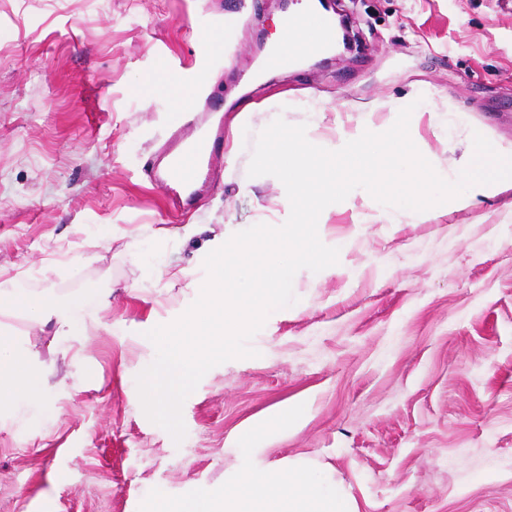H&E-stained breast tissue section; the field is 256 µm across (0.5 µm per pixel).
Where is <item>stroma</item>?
Here are the masks:
<instances>
[{
    "label": "stroma",
    "instance_id": "1",
    "mask_svg": "<svg viewBox=\"0 0 512 512\" xmlns=\"http://www.w3.org/2000/svg\"><path fill=\"white\" fill-rule=\"evenodd\" d=\"M305 2L0 0V289L100 313L67 336L0 324L51 372L38 407L0 408V512H146L223 489L232 440L297 400L306 417L267 437L268 460L332 468L361 512H512V188L387 221L362 196L337 207L338 264L296 273V303L250 341L258 357L204 375L182 442L142 409L146 333L195 299L171 271L205 277L206 241L288 217L283 184L247 175L272 118L317 142L381 133L426 90L409 132L442 167L476 132L512 145V0H340L357 52L254 84L274 17ZM210 34L222 49L201 53ZM171 82L243 121L224 138L234 162L174 218L155 155L184 118Z\"/></svg>",
    "mask_w": 512,
    "mask_h": 512
}]
</instances>
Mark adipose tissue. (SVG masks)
<instances>
[{
    "mask_svg": "<svg viewBox=\"0 0 512 512\" xmlns=\"http://www.w3.org/2000/svg\"><path fill=\"white\" fill-rule=\"evenodd\" d=\"M28 315L31 323L56 321L59 330L70 328L82 316L77 303L56 302L52 292L25 293L0 289V316ZM37 362L17 356L9 345L0 344V404L11 403L32 393L33 379H45ZM303 416L300 403L279 406L239 435L241 455L224 481L223 490L201 487L178 502L158 499L151 512H360L334 474L317 469L303 460L284 464L267 462L264 442L273 428L292 426Z\"/></svg>",
    "mask_w": 512,
    "mask_h": 512,
    "instance_id": "ef3b65f1",
    "label": "adipose tissue"
}]
</instances>
